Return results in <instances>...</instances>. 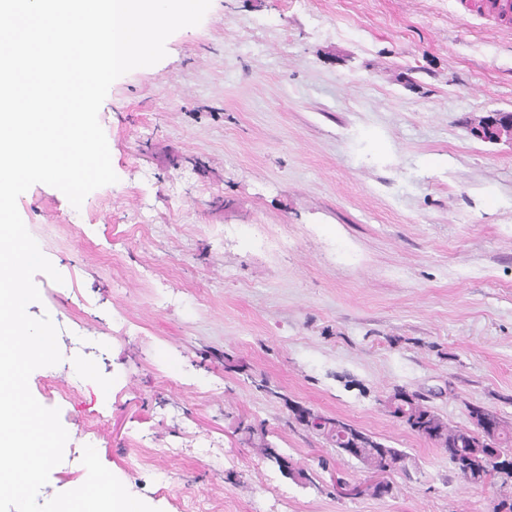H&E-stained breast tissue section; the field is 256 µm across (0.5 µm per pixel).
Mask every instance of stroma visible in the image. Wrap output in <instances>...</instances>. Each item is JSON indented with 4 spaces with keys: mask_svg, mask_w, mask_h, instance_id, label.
Wrapping results in <instances>:
<instances>
[{
    "mask_svg": "<svg viewBox=\"0 0 512 512\" xmlns=\"http://www.w3.org/2000/svg\"><path fill=\"white\" fill-rule=\"evenodd\" d=\"M166 51L100 108L117 182L18 199L63 277L27 308L68 432L39 502L90 445L158 512H494L512 478L468 483L390 400L512 432V136L473 134L512 113V40L462 0H211ZM298 407L401 460L367 469Z\"/></svg>",
    "mask_w": 512,
    "mask_h": 512,
    "instance_id": "stroma-1",
    "label": "stroma"
}]
</instances>
